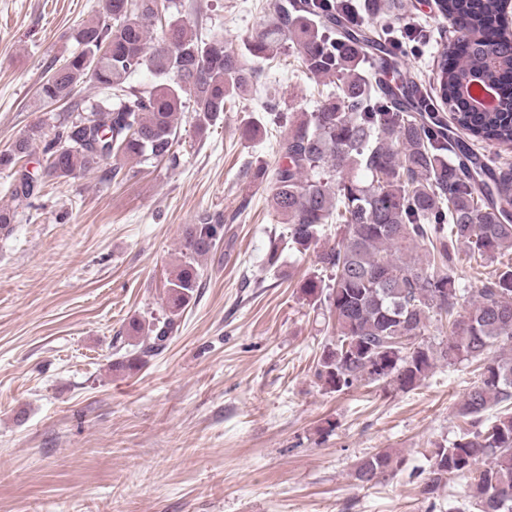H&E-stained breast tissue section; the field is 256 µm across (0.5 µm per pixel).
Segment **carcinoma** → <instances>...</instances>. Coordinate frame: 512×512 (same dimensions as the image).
<instances>
[{"instance_id":"obj_1","label":"carcinoma","mask_w":512,"mask_h":512,"mask_svg":"<svg viewBox=\"0 0 512 512\" xmlns=\"http://www.w3.org/2000/svg\"><path fill=\"white\" fill-rule=\"evenodd\" d=\"M172 0H106V18L76 29L78 50L38 89L40 100H69L91 82L102 97L46 141L49 173L67 177L92 171L114 157L177 163L175 144L184 98L193 99L196 128L224 120L231 100L256 77L245 58L274 62L294 49L297 67L336 91L314 112L288 120L278 155L270 207L286 233L270 241L267 264L283 251L317 250L321 273L302 292L324 305L336 336L318 358L315 375L325 390L382 381L415 389L439 363L482 362L458 406L465 428L431 450L422 492L434 494L464 479L477 512H512V262L482 287L462 285L454 269L460 249L495 257L512 252V166H470L474 151L448 135V124L429 111L431 100L404 112L366 67L368 49L383 38L376 23L404 0H286L274 5L239 54L224 41L199 36L169 15ZM453 23V38L437 57L436 93L455 126L478 141L512 149V29L497 23L500 0H436ZM165 18L154 46L150 28ZM148 68L162 82L149 92L127 79ZM36 129L0 154V166L24 157ZM37 184L19 172L11 195L31 198ZM334 243L319 245L325 226ZM224 239L221 218L190 225L184 261L167 280L166 307L174 314L192 300L202 278L200 260ZM423 250L420 256L415 249ZM463 311H458V308ZM448 327L435 342L431 329ZM174 330L166 317L134 320L127 336L140 340L127 353L132 367L163 347ZM394 471L388 452L356 466L355 479L375 484Z\"/></svg>"}]
</instances>
